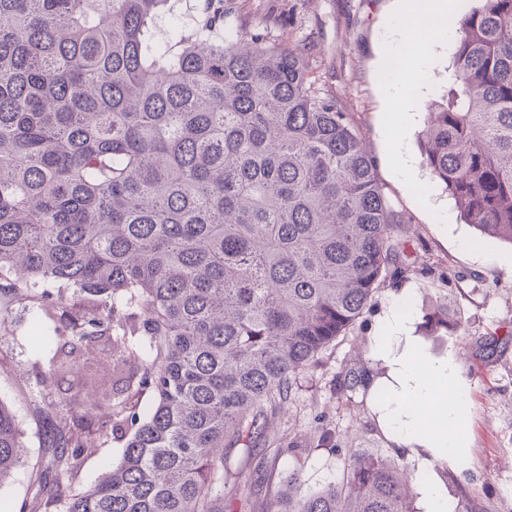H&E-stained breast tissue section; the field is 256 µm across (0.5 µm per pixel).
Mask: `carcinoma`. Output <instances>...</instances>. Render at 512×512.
Returning a JSON list of instances; mask_svg holds the SVG:
<instances>
[{
  "instance_id": "1",
  "label": "carcinoma",
  "mask_w": 512,
  "mask_h": 512,
  "mask_svg": "<svg viewBox=\"0 0 512 512\" xmlns=\"http://www.w3.org/2000/svg\"><path fill=\"white\" fill-rule=\"evenodd\" d=\"M166 3L0 0V325L26 300L53 349L34 399L46 463L18 512L247 508L252 488L224 493L226 438L281 445L268 408L401 273L402 219L308 44L211 38L236 0L156 43ZM456 33L421 152L465 223L512 243V0ZM119 432L121 459L78 482L88 442ZM21 447L0 401V485ZM452 481L457 512H487ZM411 482L357 451L318 490L294 468L269 512H416Z\"/></svg>"
}]
</instances>
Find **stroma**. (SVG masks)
Segmentation results:
<instances>
[{
    "label": "stroma",
    "instance_id": "obj_1",
    "mask_svg": "<svg viewBox=\"0 0 512 512\" xmlns=\"http://www.w3.org/2000/svg\"><path fill=\"white\" fill-rule=\"evenodd\" d=\"M201 4L168 0L153 29L154 40L168 42L174 27L193 26ZM400 9V0H238L235 14L214 32L218 38L266 32L279 41L313 45L310 62L319 88L350 112L369 146L386 199L405 217L396 233L401 273L380 283L363 317L300 376L291 403L272 411L282 443L303 445L304 434L315 428L325 435V445L298 459L261 444L250 453L239 446L231 449V478L252 485V512H266L296 461H303L309 487L334 479L342 464L335 450L349 444L407 465L414 474L418 512H429L433 490L448 506H456L455 488L447 480L451 473L472 477L489 512H512V343L493 342L512 328V270L501 263L512 255V244L479 238L464 223L419 148L426 107L448 89L453 42L432 43L417 55L402 57L406 72L423 76L421 86L405 99L389 98L384 91L388 34ZM405 111L409 121L391 124L392 114ZM401 150L412 160L417 185H409L398 167ZM394 310L407 316L392 342L396 351L417 350L427 362L452 358L458 365L452 389L464 400L465 412L457 424L462 446L456 457L397 447L384 425L380 404L389 367L373 347L383 334L382 319ZM435 311L447 312L458 329L428 333L424 322ZM35 321V312L22 301L0 327V400L12 409L25 445L10 481L0 486V505L8 508L26 498L30 472L42 454V428L28 398L36 385L35 365L43 358L30 341ZM354 371L368 375L369 383L349 387Z\"/></svg>",
    "mask_w": 512,
    "mask_h": 512
}]
</instances>
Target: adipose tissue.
Returning <instances> with one entry per match:
<instances>
[{
	"mask_svg": "<svg viewBox=\"0 0 512 512\" xmlns=\"http://www.w3.org/2000/svg\"><path fill=\"white\" fill-rule=\"evenodd\" d=\"M373 351L389 365L388 398L383 415L398 447L431 446L423 428L421 410L432 401L434 384L444 385L454 378L455 361L437 363L426 369L418 353L396 352L384 339L375 343ZM457 448L458 439L452 433L434 447L436 453L441 455L455 454Z\"/></svg>",
	"mask_w": 512,
	"mask_h": 512,
	"instance_id": "obj_1",
	"label": "adipose tissue"
}]
</instances>
